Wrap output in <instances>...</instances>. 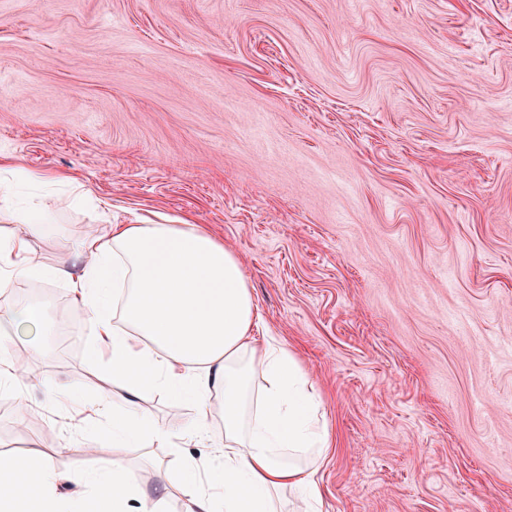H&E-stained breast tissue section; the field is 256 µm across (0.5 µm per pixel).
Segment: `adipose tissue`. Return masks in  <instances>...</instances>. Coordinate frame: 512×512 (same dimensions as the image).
I'll use <instances>...</instances> for the list:
<instances>
[{
  "instance_id": "adipose-tissue-1",
  "label": "adipose tissue",
  "mask_w": 512,
  "mask_h": 512,
  "mask_svg": "<svg viewBox=\"0 0 512 512\" xmlns=\"http://www.w3.org/2000/svg\"><path fill=\"white\" fill-rule=\"evenodd\" d=\"M14 177L0 176V212L13 227L0 235V286L50 278L68 283L86 314L93 361L114 389L97 402L112 424L116 454L100 470L77 473L87 493L68 498L49 463L38 466L32 494L21 497L14 475L25 465L0 461V512H275L272 495L295 494L294 512H320L315 476L330 446L320 402L295 355L276 337H256L259 308L237 255L197 224H94L74 247V262L48 266L30 238L51 223L39 202L18 206ZM49 334L41 305L15 306L0 317V335L41 343ZM158 389L193 397L204 411L193 426L164 429L134 405ZM221 409L220 473L200 478L193 458L179 457L161 496L134 487L125 455L135 448H182L208 440L207 417Z\"/></svg>"
}]
</instances>
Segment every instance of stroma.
Returning <instances> with one entry per match:
<instances>
[{
  "instance_id": "35a3bbf8",
  "label": "stroma",
  "mask_w": 512,
  "mask_h": 512,
  "mask_svg": "<svg viewBox=\"0 0 512 512\" xmlns=\"http://www.w3.org/2000/svg\"><path fill=\"white\" fill-rule=\"evenodd\" d=\"M1 158L51 183L45 264L140 216L234 250L260 335L320 396L324 512H512V0H0ZM25 289L78 349L59 325L6 343L36 422L0 392V454L96 468L86 316L39 279L0 313ZM140 406L200 416L164 391ZM174 460L126 464L150 499Z\"/></svg>"
}]
</instances>
